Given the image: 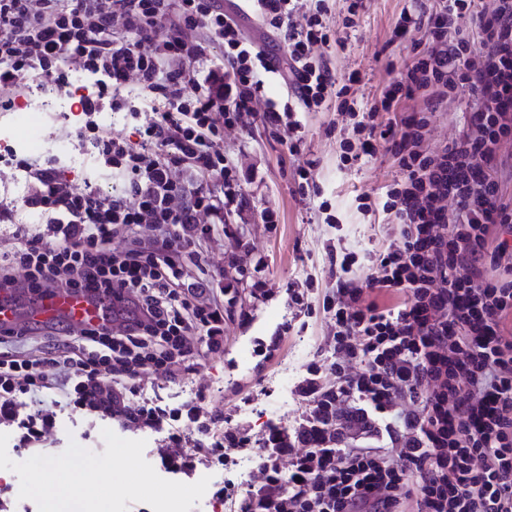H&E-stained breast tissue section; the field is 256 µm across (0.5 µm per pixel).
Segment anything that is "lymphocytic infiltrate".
Here are the masks:
<instances>
[{
	"label": "lymphocytic infiltrate",
	"instance_id": "obj_1",
	"mask_svg": "<svg viewBox=\"0 0 512 512\" xmlns=\"http://www.w3.org/2000/svg\"><path fill=\"white\" fill-rule=\"evenodd\" d=\"M246 8L287 43L286 59L246 40L224 0H0V109L36 88L67 94L84 117L79 145L121 179L79 188L53 160L1 148L0 167L29 181L23 207L50 231L21 233L0 255V298L87 292L123 320L0 330V426L30 450L52 441L66 410L164 430L161 469L222 471L211 498L228 512H512V278L488 274L512 271V244L490 238L512 229L498 176L512 144V0H409L393 35L415 32L412 62L369 104L348 96L357 75L340 81L328 66V49L344 44L330 0ZM212 45L220 61L208 58ZM73 70L96 77V92L73 93ZM464 89L473 106L457 137L430 149L433 112ZM133 90L145 100L134 140L96 120ZM260 102L261 123L287 130L291 154L300 113L333 106L356 137L343 142V163L373 158L382 141L400 170L380 196L359 199L397 242L343 253L321 307L309 300L313 281L285 289L292 316L319 311L331 325L328 367L310 364L298 385L308 417L320 411L316 380L332 373L344 417L362 432L384 427L390 447L314 448L275 424L256 443L208 410L203 388L174 408L144 393L153 374L188 384L200 350L224 348L235 291L214 286L204 244L244 206L224 130ZM366 262L371 276L353 275Z\"/></svg>",
	"mask_w": 512,
	"mask_h": 512
}]
</instances>
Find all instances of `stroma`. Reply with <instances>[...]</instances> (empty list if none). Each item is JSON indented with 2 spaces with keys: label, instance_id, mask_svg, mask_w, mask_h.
Listing matches in <instances>:
<instances>
[{
  "label": "stroma",
  "instance_id": "35a3bbf8",
  "mask_svg": "<svg viewBox=\"0 0 512 512\" xmlns=\"http://www.w3.org/2000/svg\"><path fill=\"white\" fill-rule=\"evenodd\" d=\"M405 5L406 0H365L358 27L343 32L345 47L331 48L328 60L337 78L358 72L357 97L372 100L410 64L409 42L392 35ZM28 107L39 110L40 144L32 158L53 159L69 177L111 186V170L98 167L89 148L80 147L71 135L80 118L69 116L68 104L56 95L39 90L29 100L19 101L16 109L0 111V132L16 141L24 139L20 117ZM300 119L303 145L296 155L252 117L225 129V152L237 158L242 172L250 176L242 186L247 211L244 216L229 217L223 232L207 243L216 287L236 288V304L248 312L249 319L225 318L224 350L201 357L196 381L208 388L211 410L248 426L257 440L268 424L296 426L306 410L296 392L299 381L308 364H326L331 357L330 325L319 314L307 319L304 328L274 340L277 327L291 317L284 292L287 283L313 278L320 289L311 301L319 303L323 289L336 285L331 253L376 251L395 238L391 225L359 210L355 201L362 194L376 195L399 178L386 149H378L375 157L352 168L342 167L343 116L331 109L306 112ZM303 165L309 166L337 224L324 223L295 195L296 170ZM266 207L278 211L277 225L265 224L260 218ZM261 343L272 344L269 357L256 354ZM103 427V421L91 416H60L56 425L59 446L64 449L74 442L93 453L104 452Z\"/></svg>",
  "mask_w": 512,
  "mask_h": 512
}]
</instances>
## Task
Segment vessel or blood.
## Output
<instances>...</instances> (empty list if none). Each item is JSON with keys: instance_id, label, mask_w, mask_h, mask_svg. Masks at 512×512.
<instances>
[{"instance_id": "vessel-or-blood-1", "label": "vessel or blood", "mask_w": 512, "mask_h": 512, "mask_svg": "<svg viewBox=\"0 0 512 512\" xmlns=\"http://www.w3.org/2000/svg\"><path fill=\"white\" fill-rule=\"evenodd\" d=\"M34 322L64 325L70 329L100 324L103 306L88 293H48L33 298L26 310H19L11 304L0 303V328L12 326L20 315Z\"/></svg>"}]
</instances>
